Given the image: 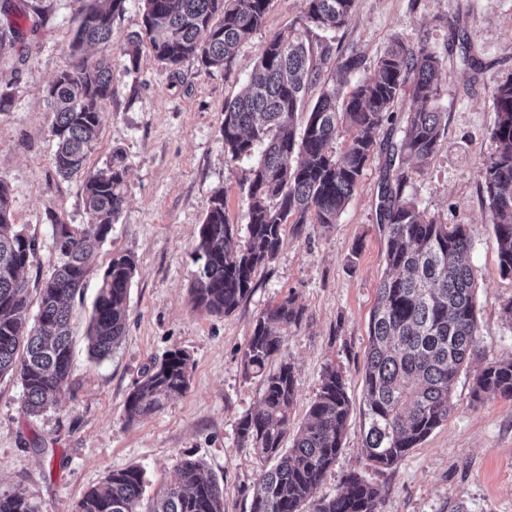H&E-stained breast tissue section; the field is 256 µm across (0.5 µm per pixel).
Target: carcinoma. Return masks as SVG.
Wrapping results in <instances>:
<instances>
[{"label": "carcinoma", "instance_id": "carcinoma-1", "mask_svg": "<svg viewBox=\"0 0 512 512\" xmlns=\"http://www.w3.org/2000/svg\"><path fill=\"white\" fill-rule=\"evenodd\" d=\"M271 0H142V28L127 38L122 56L136 67L147 49L161 69L175 74L188 58L207 69L230 70L239 46L261 29ZM307 28L336 29L351 20L356 0H305ZM80 23L68 60L46 89L54 112L53 163L57 174L83 180L88 223L53 227L60 262L40 287L37 319L28 326L21 313L29 287L22 272L36 257V244L10 220L7 186L0 182V376L20 382L28 413L54 402L71 372L69 301L93 270L96 253L126 202L127 166L121 151L105 166L88 159L101 133V114L112 97V59L95 61L85 48L112 44V25L126 0H81ZM441 62L422 38L397 39L377 60L374 74L354 83L343 96L321 93L305 115H296L322 70L312 47L299 34L276 35L261 48L246 90L224 102L221 136L233 160L262 147L250 170L247 236L232 246L234 225L224 211V191H216L199 225L192 300L210 314L232 313L250 294L257 268L272 261L285 227L336 223L378 146L385 125L400 126L380 181L377 221L386 240L388 274L377 288L368 323V350L362 377V454L376 468H392L452 411L451 387L478 355L472 240L464 224H443L404 194L407 175L400 162L427 163L435 154L446 113L438 106ZM410 92L403 118L393 106ZM497 114L492 152L483 164V190L497 242L499 267L512 276V76L496 84ZM346 144L336 153L340 134ZM133 256L112 257L103 271L87 338L92 359L102 361L125 336L126 299L135 273ZM303 309L287 298L256 320L244 352L245 373L262 382L256 410L238 424L243 444L263 457L277 458L253 485L251 512H379L378 487L350 474L334 498H316L343 444L352 404L341 371L328 367L321 377L307 420L293 429L297 380L285 360L269 363L281 350L279 328L296 324ZM189 384L187 356L172 351L147 369L127 398L132 417L156 412L163 401ZM512 397V358L488 363L476 376L472 396L481 403ZM292 446L281 447L288 431ZM143 473L111 472L103 486L88 492L76 512H224V485L202 474V463L183 459L177 482L142 510ZM0 512H37L19 492L0 493Z\"/></svg>", "mask_w": 512, "mask_h": 512}]
</instances>
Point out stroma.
I'll return each mask as SVG.
<instances>
[{
    "label": "stroma",
    "mask_w": 512,
    "mask_h": 512,
    "mask_svg": "<svg viewBox=\"0 0 512 512\" xmlns=\"http://www.w3.org/2000/svg\"><path fill=\"white\" fill-rule=\"evenodd\" d=\"M305 7V0H271L264 25L240 46L231 71L208 70L190 58L175 75L146 51L137 70L126 71L120 48L142 27L141 0H127L116 16L107 50L112 98L90 162L105 166L113 149L122 150L126 203L72 302V370L57 404L28 415L20 383L0 377V492H23L38 512H75L112 471L142 469L151 495L173 484L179 461L192 458L223 481L224 512H250L252 487L270 463L238 436L239 421L262 394L260 379L244 373L243 355L257 318L291 297L303 318L282 329L280 356L295 369L294 423L304 420L329 365L343 372L353 405L343 447L317 497H335L344 477L356 472L382 489L380 512H512V398L474 403L471 373H461L452 387L447 422L397 467L373 468L362 454L368 321L386 274L376 220L385 152L371 157L338 224L286 227L276 257L257 269L235 311L212 315L192 303L195 236L216 189L224 191L235 241L246 237L253 162L225 154L221 125L225 100L247 84L263 44L295 31L314 52L330 50L320 83L305 96L310 105L324 89L344 93L372 75L393 39L412 44L424 35L443 63L438 104L447 122L426 165L404 162L405 192L438 221L468 228L477 284L475 367L512 357V325L502 314L512 276L499 268L480 175L491 152L494 87L512 76V0H356L352 20L328 31L305 29ZM79 8L78 0H0V92L11 96L0 112V181L9 188L12 223L37 243L23 272L33 298L60 260L54 223L87 221L82 181L55 170L53 115L45 102L69 54ZM463 33L477 66L462 61ZM352 50L362 66L346 76L335 58ZM116 254L137 263L127 332L110 358L94 362L87 324L99 275ZM172 351L188 358L187 391L150 416L130 417V392Z\"/></svg>",
    "instance_id": "obj_1"
}]
</instances>
